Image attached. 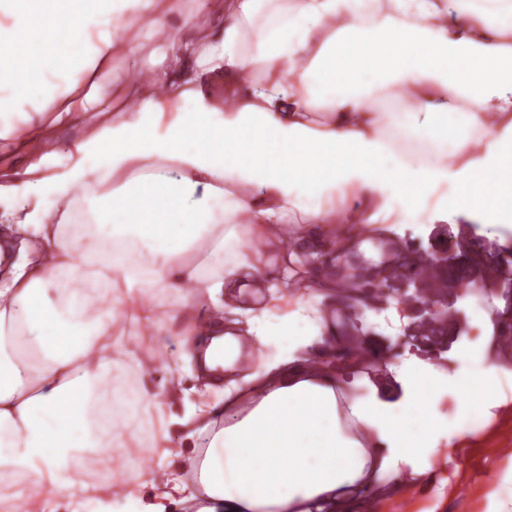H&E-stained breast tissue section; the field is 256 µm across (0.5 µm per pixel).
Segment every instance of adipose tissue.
<instances>
[{"mask_svg": "<svg viewBox=\"0 0 512 512\" xmlns=\"http://www.w3.org/2000/svg\"><path fill=\"white\" fill-rule=\"evenodd\" d=\"M68 2L0 0V152L28 158L0 167L7 512H170L180 497L198 512H342L395 460L412 481L431 471L437 368H402L396 402L345 396L329 360L349 310H325L336 281L318 249L359 255L357 227L394 219L496 225L512 211V0H213L202 20L183 0ZM119 61L132 67L116 80ZM70 126L80 136L59 140ZM241 224L277 274L237 246ZM256 284L265 304L242 306ZM171 295L184 348L224 331V400L181 419L122 355L127 327L166 331ZM241 331L276 352L240 373ZM459 355L452 392L500 406L503 368ZM175 423L187 441L209 435L203 457L103 475L124 436L160 448Z\"/></svg>", "mask_w": 512, "mask_h": 512, "instance_id": "ef3b65f1", "label": "adipose tissue"}]
</instances>
